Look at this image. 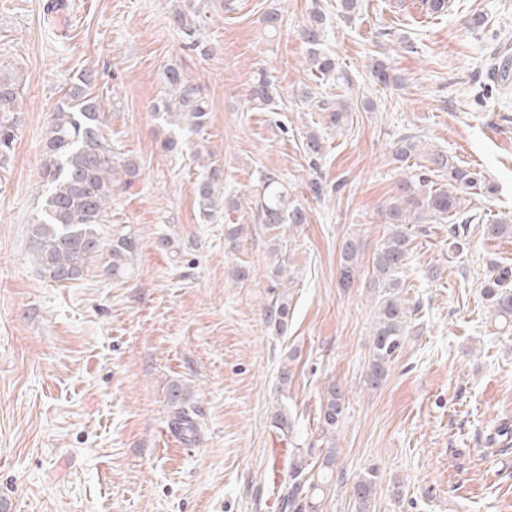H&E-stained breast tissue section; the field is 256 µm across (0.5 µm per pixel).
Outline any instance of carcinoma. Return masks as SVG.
Segmentation results:
<instances>
[{"instance_id": "1", "label": "carcinoma", "mask_w": 512, "mask_h": 512, "mask_svg": "<svg viewBox=\"0 0 512 512\" xmlns=\"http://www.w3.org/2000/svg\"><path fill=\"white\" fill-rule=\"evenodd\" d=\"M172 6L174 20L192 38L193 49L207 54L206 44L196 39L200 4L197 0H172ZM302 38L308 44L306 63L310 71L317 73L320 79L333 75L336 59L324 49L326 15L320 8L313 7ZM164 84L166 95L155 107L158 119L174 131L200 133L210 119L209 104L200 86L175 67L165 71ZM270 88L267 77L257 78L251 87V99L269 102ZM22 90L20 78L0 76V152L10 149L13 143L17 125L15 114ZM101 125L100 97L94 94L83 74L65 89L62 102L52 113L40 167L45 195L29 230L30 251L41 277L49 283L79 280L92 262L98 263L110 276L122 277L139 246V241L129 231H115L111 238L104 237L105 225L112 219V199L131 189L139 176V167L130 159L116 161ZM424 150L422 143L404 137L393 151L397 161L407 162L413 157H421L427 165L416 178L403 182L400 195L389 201L383 211L390 230L372 259L373 277L383 288L372 331L373 353L368 366V379L374 386L387 377L406 336L411 310L408 300L399 291L398 270L405 267L410 257L413 225L455 224L459 221L466 224L474 220L472 215L461 217L470 198L494 192L482 174L457 165L439 151L424 155ZM196 157L204 161L196 187L203 220L213 219L221 210L239 209L238 198L224 196V167L215 160L214 154L200 143ZM431 174H438L447 182L438 185L428 179ZM254 209L260 223L269 230H278L286 224L305 223L302 209L289 207L285 186L271 172L264 174L260 181ZM360 252V244L355 239L345 240L340 261V283L344 288L350 287L356 276ZM511 279L512 270L505 267L489 274L481 287L489 307L509 322H512ZM265 317L270 325L283 330L288 322V304L275 302L266 308ZM185 400L186 393L180 388L172 391V406L178 408V429L191 433L195 424L185 411ZM343 401L341 388L329 384L321 405L325 428H336L342 418ZM335 460V451H329L315 477L303 462H294L288 485L281 495V508L286 512H305L314 508L312 498L331 488ZM379 481L378 471L374 468L358 477L353 486L356 512H372Z\"/></svg>"}]
</instances>
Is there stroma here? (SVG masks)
Segmentation results:
<instances>
[{"label":"stroma","instance_id":"stroma-1","mask_svg":"<svg viewBox=\"0 0 512 512\" xmlns=\"http://www.w3.org/2000/svg\"><path fill=\"white\" fill-rule=\"evenodd\" d=\"M0 0V75L23 81L21 121L0 156V503L11 512H282L292 464L335 451L317 512H355L353 482L377 469L375 512H512V327L481 295L492 266L512 268V236L483 224L512 214V92L489 71L512 46V0H210L204 57L172 17L170 0ZM329 23L334 76L306 66L299 31L313 6ZM278 10V30L264 18ZM390 68L388 83L370 73ZM201 85L211 118L200 135L171 130L152 105L163 72ZM274 101L249 89L258 72ZM89 74L103 133L140 168L112 203V222L139 241L115 280L90 266L63 285L41 278L29 228L43 198L39 169L51 116L67 86ZM345 105L328 127L321 101ZM323 140L319 157L308 133ZM414 136L484 175L478 221L461 251L444 224H417L401 291L413 310L386 380L367 378L380 290L372 257L389 231L381 210L415 162L392 156ZM224 166V190L249 193L275 173L302 224L272 237L249 206L203 222L196 143ZM241 225L228 241V225ZM362 245L341 287L346 237ZM285 265L288 280L274 282ZM254 277L238 282L235 267ZM288 304L279 332L265 306ZM335 382L345 409L325 430L320 408ZM188 393L196 430L172 428L171 386ZM285 412L281 427L275 412Z\"/></svg>","mask_w":512,"mask_h":512}]
</instances>
